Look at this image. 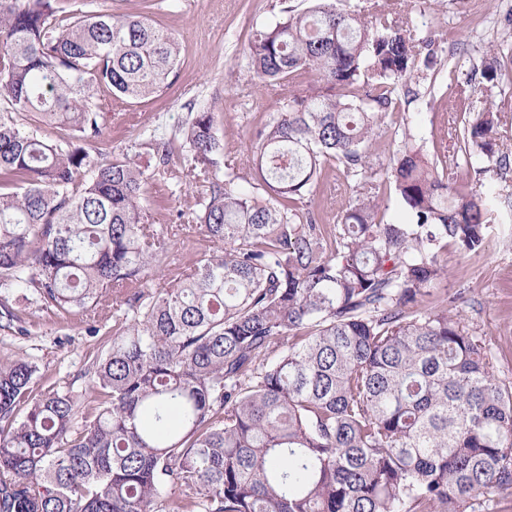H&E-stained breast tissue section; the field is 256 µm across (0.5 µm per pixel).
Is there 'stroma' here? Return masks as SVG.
<instances>
[{
    "label": "stroma",
    "mask_w": 512,
    "mask_h": 512,
    "mask_svg": "<svg viewBox=\"0 0 512 512\" xmlns=\"http://www.w3.org/2000/svg\"><path fill=\"white\" fill-rule=\"evenodd\" d=\"M308 0H66V10L143 14L154 25L173 32L180 43L179 64L170 85L159 96L135 102L102 91L107 103L103 135L98 143L106 153L138 156L149 172L147 203L156 224L173 225L179 211L197 208L202 189L156 175L152 152L143 129L156 130L180 150L191 111L211 110L224 143L222 172L229 173L250 156L254 131L279 112L287 88L260 86L248 68L247 49L253 22L275 20L286 7L305 8ZM408 21L418 50L412 92L397 114L387 118L370 152L374 169L386 167L410 133L429 159L436 162L451 148L455 127L468 122L456 89L443 79L450 68L467 73L480 67L491 49L512 46V25L504 9L512 0H336L337 7L354 10L370 5ZM438 39L434 62H427L428 36ZM472 110H490L500 118L495 128L502 150L512 154V83H481L470 92ZM487 188L498 196L501 223L491 225L481 248L461 251L449 247L439 260L447 278L431 287L432 300L461 297L465 324L484 342L493 357L496 376L512 382V171L495 177ZM213 246L193 233L175 235L168 253L152 274L154 287L191 265ZM24 333L0 329V359L24 355L38 363L45 379L86 387L79 374L102 337L88 336L81 314L55 315L32 305L23 312Z\"/></svg>",
    "instance_id": "obj_1"
}]
</instances>
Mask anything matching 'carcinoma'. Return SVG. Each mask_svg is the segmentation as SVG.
Wrapping results in <instances>:
<instances>
[{
	"label": "carcinoma",
	"mask_w": 512,
	"mask_h": 512,
	"mask_svg": "<svg viewBox=\"0 0 512 512\" xmlns=\"http://www.w3.org/2000/svg\"><path fill=\"white\" fill-rule=\"evenodd\" d=\"M60 2L0 0V319L81 313L106 344L79 396L25 356L0 361V512H466L511 497L512 386L448 299H426L447 275L440 252L481 247L497 220L495 198L455 176L474 153L478 177L512 168L494 113L463 126L441 168L404 134L391 177L407 223L379 219L380 180L323 224L325 164L375 178L368 150L409 93L416 44L333 0L253 26L252 76L288 98L223 178L214 113L191 114L182 163L207 189L177 218L216 251L154 289L167 243L148 176L90 147L97 89L158 94L180 44L139 15L62 23ZM511 50L481 78L504 79ZM147 139L154 171L171 172L169 142ZM250 179L266 199L234 187Z\"/></svg>",
	"instance_id": "carcinoma-1"
}]
</instances>
